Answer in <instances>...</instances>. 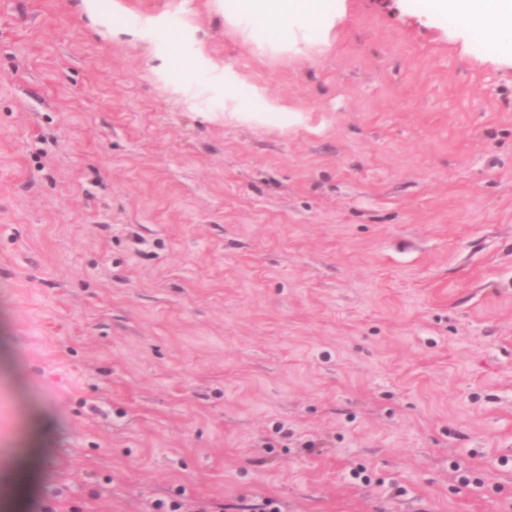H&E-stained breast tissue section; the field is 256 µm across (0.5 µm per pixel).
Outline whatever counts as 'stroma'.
<instances>
[{
	"label": "stroma",
	"mask_w": 512,
	"mask_h": 512,
	"mask_svg": "<svg viewBox=\"0 0 512 512\" xmlns=\"http://www.w3.org/2000/svg\"><path fill=\"white\" fill-rule=\"evenodd\" d=\"M235 5L0 0V512H512V62ZM231 14L239 25L261 31L273 49H285L296 39L295 29L310 32L324 26L336 10L335 0H240ZM282 110H284V107L276 101L267 103L268 112H254L246 103L239 102L231 112L225 113L228 114L230 120L244 124H253L264 122L270 114H288L280 112Z\"/></svg>",
	"instance_id": "1"
}]
</instances>
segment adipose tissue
Returning a JSON list of instances; mask_svg holds the SVG:
<instances>
[{"label": "adipose tissue", "instance_id": "obj_1", "mask_svg": "<svg viewBox=\"0 0 512 512\" xmlns=\"http://www.w3.org/2000/svg\"><path fill=\"white\" fill-rule=\"evenodd\" d=\"M418 8L453 24L463 25L493 43L501 57L512 60V0H414ZM237 24L262 32L271 48H287L297 30L324 26L336 0H239Z\"/></svg>", "mask_w": 512, "mask_h": 512}]
</instances>
